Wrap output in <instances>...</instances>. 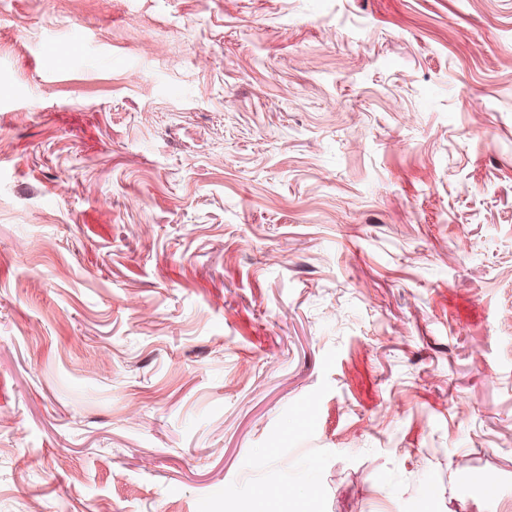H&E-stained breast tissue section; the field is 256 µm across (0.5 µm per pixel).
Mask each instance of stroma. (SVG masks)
Listing matches in <instances>:
<instances>
[{
  "mask_svg": "<svg viewBox=\"0 0 512 512\" xmlns=\"http://www.w3.org/2000/svg\"><path fill=\"white\" fill-rule=\"evenodd\" d=\"M276 484L512 512V0H0V512Z\"/></svg>",
  "mask_w": 512,
  "mask_h": 512,
  "instance_id": "1",
  "label": "stroma"
}]
</instances>
